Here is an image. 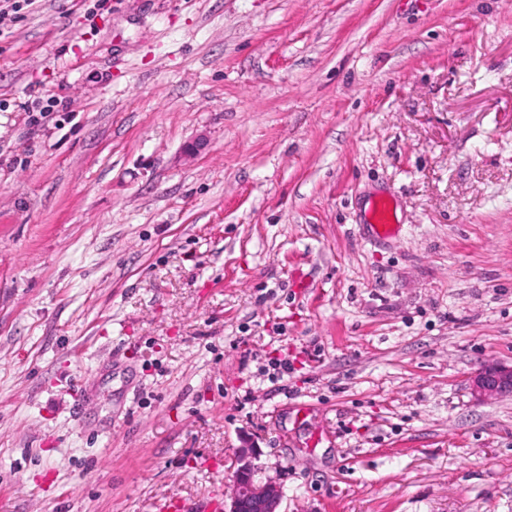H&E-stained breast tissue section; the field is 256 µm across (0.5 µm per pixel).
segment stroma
Listing matches in <instances>:
<instances>
[{
  "mask_svg": "<svg viewBox=\"0 0 512 512\" xmlns=\"http://www.w3.org/2000/svg\"><path fill=\"white\" fill-rule=\"evenodd\" d=\"M0 26V512H512V0ZM368 222L373 235L380 240L393 239L400 232L396 207L391 199L384 196L370 202ZM473 392L479 398L512 394V367L494 362L483 364L474 376ZM257 455L252 446L238 448L232 490L229 502L224 500V512H281L283 491L276 482L257 479Z\"/></svg>",
  "mask_w": 512,
  "mask_h": 512,
  "instance_id": "obj_1",
  "label": "stroma"
}]
</instances>
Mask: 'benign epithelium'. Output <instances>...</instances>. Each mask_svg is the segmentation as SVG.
I'll return each instance as SVG.
<instances>
[{
	"mask_svg": "<svg viewBox=\"0 0 512 512\" xmlns=\"http://www.w3.org/2000/svg\"><path fill=\"white\" fill-rule=\"evenodd\" d=\"M473 392L479 397L512 394V367L488 362L473 379ZM257 449L245 445L237 451V467L232 474V490L224 512H280L281 487L273 481L257 479Z\"/></svg>",
	"mask_w": 512,
	"mask_h": 512,
	"instance_id": "1",
	"label": "benign epithelium"
}]
</instances>
